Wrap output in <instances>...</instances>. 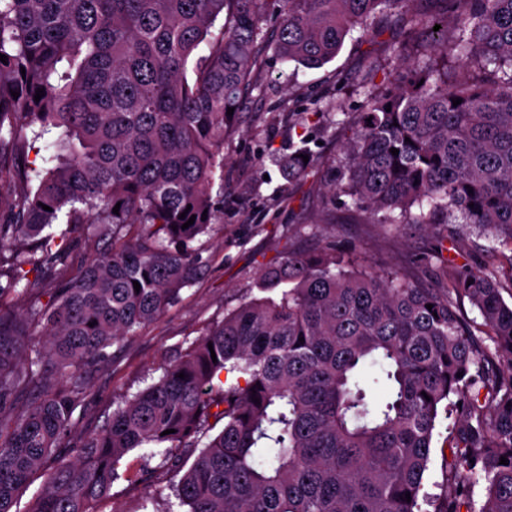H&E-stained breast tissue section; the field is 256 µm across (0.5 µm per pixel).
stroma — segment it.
I'll return each instance as SVG.
<instances>
[{
  "mask_svg": "<svg viewBox=\"0 0 512 512\" xmlns=\"http://www.w3.org/2000/svg\"><path fill=\"white\" fill-rule=\"evenodd\" d=\"M401 38L391 19L371 37L350 33L336 58L318 69L280 61L266 50L260 88L240 109L224 143V217L199 243L205 265L175 306L113 345L108 359L94 368L91 387L74 413L78 434L93 432L118 402L157 380L225 310L250 296L255 272L290 246L311 250L332 242L362 263L381 267L411 259L428 288L445 287L441 265L481 270L499 264L487 237L467 233L444 240L418 224L367 223L327 201L326 186L338 170L348 133L324 127L315 112L332 102L355 117L364 101L362 76L371 75L377 87L389 86L396 67L393 46ZM299 119L312 138L315 175L291 183L282 164ZM449 424L440 419L434 430L425 483L431 494H441L447 485ZM169 493V475L158 469L136 482L116 480L97 509L143 512L145 498Z\"/></svg>",
  "mask_w": 512,
  "mask_h": 512,
  "instance_id": "obj_1",
  "label": "stroma"
}]
</instances>
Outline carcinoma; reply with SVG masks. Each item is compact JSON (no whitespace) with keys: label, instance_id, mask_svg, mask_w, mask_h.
Returning <instances> with one entry per match:
<instances>
[{"label":"carcinoma","instance_id":"carcinoma-1","mask_svg":"<svg viewBox=\"0 0 512 512\" xmlns=\"http://www.w3.org/2000/svg\"><path fill=\"white\" fill-rule=\"evenodd\" d=\"M271 10L281 60L309 69L386 16L406 34L394 87L365 79L357 120L334 122L351 134L330 198L380 224H441L450 236L460 222L512 265V0H0V299H30L22 312L0 302V512L37 474L30 512H96L155 458L186 512H421L436 422L452 414L434 512H460L477 473L481 512H512V304L500 271L450 265L448 287L422 288L406 268L368 267L333 244L260 268L255 295L80 438L75 458L56 456L91 367L201 271L196 241L224 210L227 109L258 88ZM29 132L54 137L40 170ZM304 155L301 135L289 178L307 177ZM55 224L82 232L57 236ZM27 266L41 288L25 283ZM465 299L482 322L464 323ZM35 335L43 348L25 358ZM371 363L379 399L363 380ZM131 453L137 470L122 467Z\"/></svg>","mask_w":512,"mask_h":512}]
</instances>
